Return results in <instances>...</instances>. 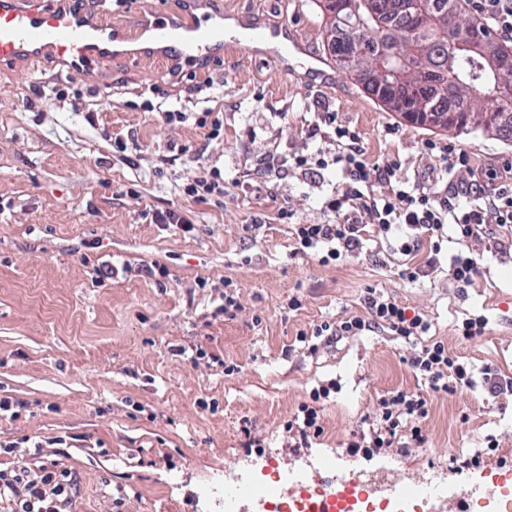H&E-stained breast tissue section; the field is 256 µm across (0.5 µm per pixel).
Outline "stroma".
Here are the masks:
<instances>
[{
	"mask_svg": "<svg viewBox=\"0 0 512 512\" xmlns=\"http://www.w3.org/2000/svg\"><path fill=\"white\" fill-rule=\"evenodd\" d=\"M225 11L266 24L288 22L306 46L295 75L279 76L266 58L229 55L209 79L172 76L160 55L139 44L122 61L94 63L78 77L80 108L70 100L25 106L45 70L38 62L0 66V399L14 418L0 420V471L36 473L60 459L75 489L60 512H221L224 468L247 470L257 450L292 468L336 452L367 428L378 398L424 390L409 368L408 344L381 332L341 341L299 342L300 333L362 313L377 288L425 315L430 336L471 362L473 388L432 394L426 447L378 456L416 465L484 500L492 474L512 471V395L490 397L485 373L512 380V248L478 258L472 287L446 270L412 281L405 266L427 260L428 242L398 252V234L374 237L362 251L329 265L295 250L290 222L331 221L323 198L335 170L309 165L260 169L267 151L282 158L331 153L309 139L321 113L356 128L370 163L397 158L395 177L443 192L445 164L426 142L452 144L473 170L512 163V140L483 130L456 135L412 125L367 98L332 68L329 83L304 79L313 56L329 58L321 0H222ZM181 0H86L97 21L136 30ZM211 110L224 138L209 141L194 121L170 127L166 110ZM126 142L117 156L115 140ZM216 167L224 195L197 202L184 176ZM190 216L191 233L153 223V211ZM261 225L253 234L251 225ZM166 275L139 274V265ZM113 267L99 280L98 268ZM242 306L224 315V282ZM300 295L299 310L288 307ZM487 318L484 336L454 327ZM210 364L193 366L197 351ZM336 383L322 404V435L288 446L285 427L313 388ZM252 433L244 435V420ZM254 445H247V437ZM500 447L481 469H459L458 449Z\"/></svg>",
	"mask_w": 512,
	"mask_h": 512,
	"instance_id": "35a3bbf8",
	"label": "stroma"
}]
</instances>
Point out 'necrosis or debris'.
Listing matches in <instances>:
<instances>
[{"label": "necrosis or debris", "instance_id": "4bbe7bcc", "mask_svg": "<svg viewBox=\"0 0 512 512\" xmlns=\"http://www.w3.org/2000/svg\"><path fill=\"white\" fill-rule=\"evenodd\" d=\"M313 472L327 474L323 483L311 482L294 488L295 474L272 459L260 458L247 474L224 482V512H239L242 492H249L255 512H430L434 495L442 487L433 485L425 470L407 466L365 469L351 487L337 488L335 458L317 460ZM409 493L398 496L400 488Z\"/></svg>", "mask_w": 512, "mask_h": 512}]
</instances>
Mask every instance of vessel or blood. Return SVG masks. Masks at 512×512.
Here are the masks:
<instances>
[{
    "label": "vessel or blood",
    "mask_w": 512,
    "mask_h": 512,
    "mask_svg": "<svg viewBox=\"0 0 512 512\" xmlns=\"http://www.w3.org/2000/svg\"><path fill=\"white\" fill-rule=\"evenodd\" d=\"M240 28L241 38L228 43L224 40L223 15L190 13L176 19L158 13L140 33L172 64L202 75L209 74L213 64L229 52L252 54L260 45L275 62L278 74L291 75L288 56L300 51L301 41L288 23L267 26L244 21ZM127 39L126 33L95 23L81 11L55 5L27 8L18 0H0L1 63L25 58L81 67L96 60H121L127 55L121 47Z\"/></svg>",
    "instance_id": "1"
}]
</instances>
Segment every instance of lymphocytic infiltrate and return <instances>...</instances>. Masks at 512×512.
<instances>
[{"label":"lymphocytic infiltrate","mask_w":512,"mask_h":512,"mask_svg":"<svg viewBox=\"0 0 512 512\" xmlns=\"http://www.w3.org/2000/svg\"><path fill=\"white\" fill-rule=\"evenodd\" d=\"M321 121L334 154L328 159L318 158L317 163L340 166L344 181L324 202L325 209L336 217L334 223L293 225L291 234L298 252L314 251L320 263L327 265L359 253L368 231L384 235L392 226L402 224L415 240L424 235L442 236L450 224L464 251L449 260L448 277L457 287L466 288L478 272L476 254L493 246L512 245L511 164L501 172L471 173L467 180L456 182L451 194L439 196L417 183L394 180L397 160L371 166L359 134L339 124L335 113H324ZM492 223L497 233H490ZM362 304L363 314L342 317L332 328L320 325L316 335L333 341L377 328L409 341L429 329L424 315H407L405 307L383 291L368 289ZM407 363L424 381L425 391L382 395L369 428L353 432L345 451L367 458L392 448L406 452L425 447L428 437L423 423L430 413L431 393L452 394L474 385L473 365L450 352L441 340L414 349ZM330 394L327 385L312 390L310 402L301 404L294 420L289 421L288 437L295 447H308L321 435L320 403ZM73 486L71 471L58 460L43 465L35 477L25 471L12 476L0 472V500L16 499L21 512H59L62 499L68 498Z\"/></svg>","instance_id":"f902f5d3"}]
</instances>
